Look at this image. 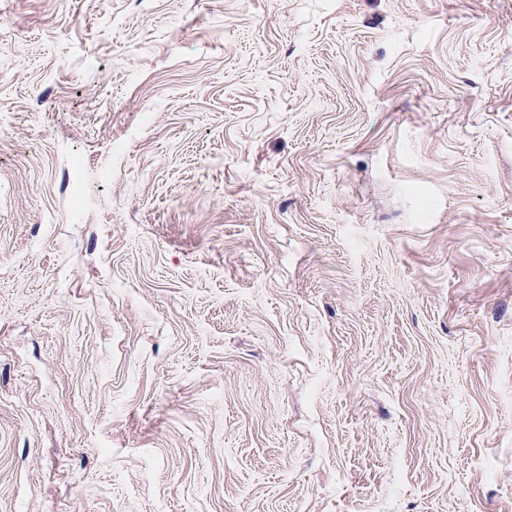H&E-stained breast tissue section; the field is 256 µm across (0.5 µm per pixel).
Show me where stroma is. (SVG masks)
Here are the masks:
<instances>
[{
	"label": "stroma",
	"mask_w": 512,
	"mask_h": 512,
	"mask_svg": "<svg viewBox=\"0 0 512 512\" xmlns=\"http://www.w3.org/2000/svg\"><path fill=\"white\" fill-rule=\"evenodd\" d=\"M0 512H512V0H0Z\"/></svg>",
	"instance_id": "stroma-1"
}]
</instances>
